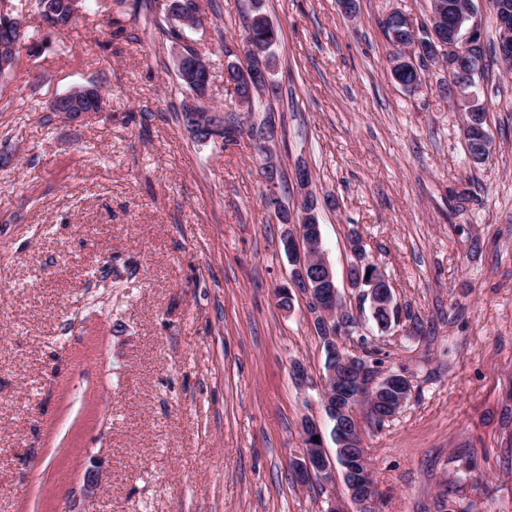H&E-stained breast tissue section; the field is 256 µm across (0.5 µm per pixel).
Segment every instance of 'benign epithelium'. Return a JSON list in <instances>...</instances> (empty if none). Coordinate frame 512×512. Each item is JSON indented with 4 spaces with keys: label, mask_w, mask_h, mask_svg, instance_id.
Masks as SVG:
<instances>
[{
    "label": "benign epithelium",
    "mask_w": 512,
    "mask_h": 512,
    "mask_svg": "<svg viewBox=\"0 0 512 512\" xmlns=\"http://www.w3.org/2000/svg\"><path fill=\"white\" fill-rule=\"evenodd\" d=\"M448 4L444 0H432L430 22L427 34L415 30V38L404 46V56L414 60L420 56L431 59V62L442 66L448 72V80L454 87V95L450 99L452 108L462 114L463 134L470 140L475 132L482 133L481 142L484 151L491 152L493 141L488 131L472 122L471 113L483 109L479 103L475 88L480 79L479 69L474 67L471 58L473 48L482 41L480 23L474 0H467L466 8L456 11L452 20V32H446L445 16ZM24 19L17 17L12 20L15 38L10 44L0 46V70L10 67L14 58ZM500 37L498 49L502 60L512 65V20L504 17L498 19ZM241 83L245 92L236 98L242 109H254L256 101H265L266 96L260 93L261 85H270L268 70L259 72L245 71ZM189 133L196 135L201 130L212 133L223 132L224 113L209 112L202 120L193 114L188 118ZM266 186L268 207L275 210L278 198L275 196L277 165L274 161L267 162ZM309 212L303 211L301 223L291 224L283 234L284 249L292 265L290 280L300 292L309 299L314 314V327L322 338L329 341L327 360L321 377V401L330 421H335L336 401L347 399L350 404L358 403L368 397V405L376 409L377 405L385 406L389 412L396 413L407 401L410 386L409 377L402 371H392L378 377L374 366L358 356L344 353L336 342V336L345 327L340 319L342 301L336 285L333 267L322 249L320 224H314L310 231L304 226L308 222ZM353 261L348 266L349 286L359 290L361 297L370 301L376 309L394 306L393 293L388 281L378 270L370 267V263L357 251H351ZM369 274L362 273V270ZM304 438L309 440L307 448L294 460L295 479L305 485L313 480L319 481L324 488H336V465L339 460L343 467V486L346 496L356 504H362L373 494V482L369 464L363 446L361 429L356 414H351L350 422L343 428H332L331 436L336 444V457H331L324 444L323 428L314 420L306 421L303 427ZM319 441H314V437Z\"/></svg>",
    "instance_id": "benign-epithelium-1"
}]
</instances>
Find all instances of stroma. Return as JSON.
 <instances>
[{"label": "stroma", "instance_id": "obj_1", "mask_svg": "<svg viewBox=\"0 0 512 512\" xmlns=\"http://www.w3.org/2000/svg\"><path fill=\"white\" fill-rule=\"evenodd\" d=\"M194 2L205 25L184 36L211 62L204 105L242 128L231 147L183 125L162 0H77L58 30L38 0H0L27 20L0 76V512L328 507L291 474L304 420H327L324 351L308 298L278 304L285 226L248 135L266 114L236 110L224 80L251 0ZM430 7L263 0L278 195L299 219L308 168L345 351L412 385L383 423L358 406L375 495L346 512H512V74L497 62L478 83L494 147L473 164L446 73L413 90L391 73L384 20ZM92 84L105 111L49 110ZM355 232L403 313L390 331L347 284Z\"/></svg>", "mask_w": 512, "mask_h": 512}]
</instances>
